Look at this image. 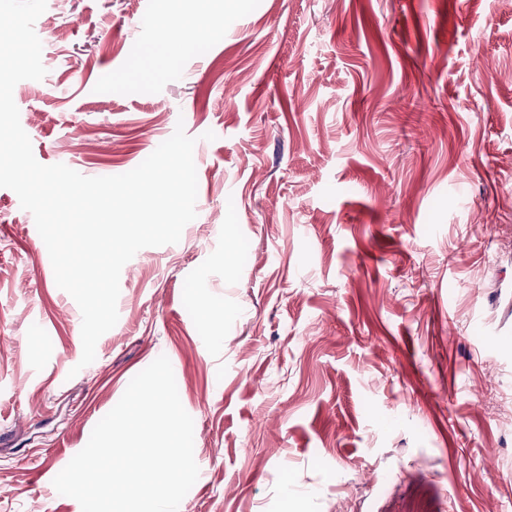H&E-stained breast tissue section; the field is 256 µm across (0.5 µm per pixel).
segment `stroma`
<instances>
[{
	"mask_svg": "<svg viewBox=\"0 0 512 512\" xmlns=\"http://www.w3.org/2000/svg\"><path fill=\"white\" fill-rule=\"evenodd\" d=\"M200 9L167 49L142 24ZM46 12L47 73L13 92L36 160L119 175L183 126L197 216L124 265L83 367L0 188V512H81L54 478L162 355L199 467L178 512H512V0Z\"/></svg>",
	"mask_w": 512,
	"mask_h": 512,
	"instance_id": "1",
	"label": "stroma"
}]
</instances>
